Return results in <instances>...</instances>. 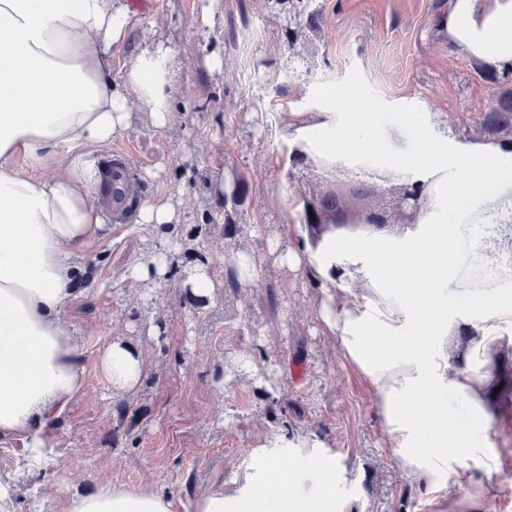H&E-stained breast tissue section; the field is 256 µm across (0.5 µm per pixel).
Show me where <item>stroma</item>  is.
Segmentation results:
<instances>
[{
  "label": "stroma",
  "mask_w": 512,
  "mask_h": 512,
  "mask_svg": "<svg viewBox=\"0 0 512 512\" xmlns=\"http://www.w3.org/2000/svg\"><path fill=\"white\" fill-rule=\"evenodd\" d=\"M142 21L106 55L113 70L145 45L169 44L178 71L171 123L132 124L113 139L127 150L142 184L141 200L179 201L180 223L128 220L73 258L79 293L64 318L78 347L85 391L47 422L36 465L0 442V473H11L14 512H62L60 485L149 484L169 493L174 512H193L199 490L223 479L251 483L267 466L270 433H315L339 468V512H468L470 485L431 496L405 480L379 436L366 389L341 362L336 341L315 317L317 290L307 272L273 262L279 245L299 238L305 217L293 198L335 190L309 158L281 141L289 112L335 110L380 131L390 150L412 153L426 129L481 140L480 119L495 86L463 49L436 40L433 18L448 0H132ZM298 28L289 38V28ZM238 182L225 210L212 194L213 172ZM364 210H395L405 187L374 181ZM232 225H225V216ZM485 224L468 216L458 230L457 273L449 291L507 288L475 258ZM174 241L179 250L166 283L130 288L128 269ZM247 248L260 271L234 281L230 258ZM208 265L221 283L200 301L179 290L187 266ZM138 342L149 371L138 390L114 395L97 368L113 329ZM223 375V387L213 383ZM125 403L124 416L114 406Z\"/></svg>",
  "instance_id": "35a3bbf8"
}]
</instances>
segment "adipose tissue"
Instances as JSON below:
<instances>
[{
  "label": "adipose tissue",
  "mask_w": 512,
  "mask_h": 512,
  "mask_svg": "<svg viewBox=\"0 0 512 512\" xmlns=\"http://www.w3.org/2000/svg\"><path fill=\"white\" fill-rule=\"evenodd\" d=\"M140 18L126 0H0V436L24 458L46 446L49 415L81 396L84 376L64 320L74 297L72 254L109 235L98 195L95 156L129 127L138 102L165 127L173 110L176 56L165 43L138 50L113 76L105 50L123 44ZM445 41L491 68L512 65V0H451L438 22ZM335 111L293 112L283 135L290 154L311 157L333 175L365 158L388 178L412 175L417 208L398 227L370 223L364 211L337 210L335 227L280 253L306 267L319 290L316 316L340 356L373 399L381 440L402 474L426 493L456 484L493 447L483 426L494 419L488 396L497 363L512 351V291L451 294L455 239L448 216L469 210L489 224L512 223V142L448 140L422 130V151L397 154L378 130L332 137ZM24 160L26 172L16 168ZM479 306L486 324L460 350L448 340ZM119 395L141 383L147 362L122 334L97 358ZM456 398L481 428L456 422ZM269 448H305L301 465L281 468L246 491L201 490L194 512H336V462L318 455L324 442L282 430ZM315 474V495L299 491L300 472ZM63 512H173L168 494L150 486L101 485L68 492Z\"/></svg>",
  "instance_id": "ef3b65f1"
}]
</instances>
